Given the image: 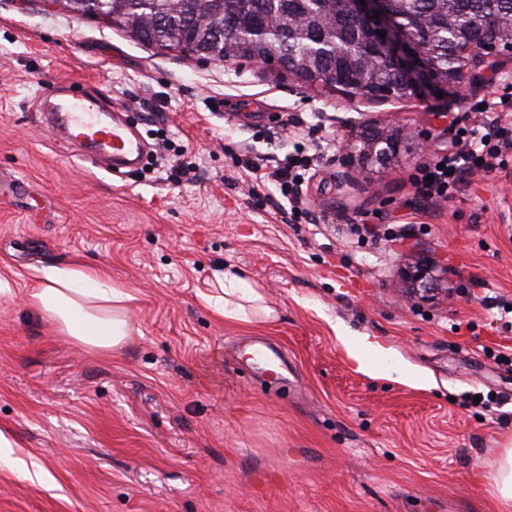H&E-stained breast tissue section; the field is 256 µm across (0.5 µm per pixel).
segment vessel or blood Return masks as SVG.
I'll return each instance as SVG.
<instances>
[{"mask_svg": "<svg viewBox=\"0 0 512 512\" xmlns=\"http://www.w3.org/2000/svg\"><path fill=\"white\" fill-rule=\"evenodd\" d=\"M56 104L44 121L45 130L80 148L105 155L114 170L135 168L146 158V144L140 132L103 95L72 87L52 85L44 90Z\"/></svg>", "mask_w": 512, "mask_h": 512, "instance_id": "obj_1", "label": "vessel or blood"}]
</instances>
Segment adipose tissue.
<instances>
[{
  "label": "adipose tissue",
  "instance_id": "adipose-tissue-1",
  "mask_svg": "<svg viewBox=\"0 0 512 512\" xmlns=\"http://www.w3.org/2000/svg\"><path fill=\"white\" fill-rule=\"evenodd\" d=\"M218 285L217 293L205 298L218 315L242 323L255 317L273 319V309L244 279L227 272ZM28 299L61 334L92 350L120 351L135 332L130 313L133 294L114 286L111 278L92 268L43 267ZM483 477L489 481L501 512H512V448L503 449L491 460Z\"/></svg>",
  "mask_w": 512,
  "mask_h": 512
}]
</instances>
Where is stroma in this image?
Masks as SVG:
<instances>
[{"label":"stroma","instance_id":"obj_1","mask_svg":"<svg viewBox=\"0 0 512 512\" xmlns=\"http://www.w3.org/2000/svg\"><path fill=\"white\" fill-rule=\"evenodd\" d=\"M496 63L461 100L371 101L0 0V512H498L478 472L512 445V163L446 199L411 184L480 122L478 101L512 98V54ZM50 81L128 105L144 171L112 175L44 131ZM390 120L419 149L345 175L342 142ZM310 145V217L287 223L288 201L233 158ZM176 163L191 180L170 179ZM425 259L448 278L422 302L400 270ZM71 263L133 292L138 333L120 352L88 351L29 306L40 269ZM227 270L274 321L213 312L203 296ZM340 331L415 379L357 371ZM259 337L287 382L252 364Z\"/></svg>","mask_w":512,"mask_h":512}]
</instances>
